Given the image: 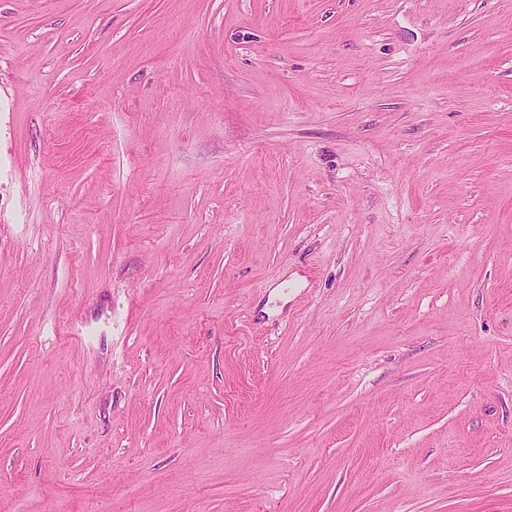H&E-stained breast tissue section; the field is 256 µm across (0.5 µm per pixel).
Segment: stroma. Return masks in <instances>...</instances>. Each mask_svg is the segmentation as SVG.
I'll return each mask as SVG.
<instances>
[{"label":"stroma","instance_id":"1","mask_svg":"<svg viewBox=\"0 0 512 512\" xmlns=\"http://www.w3.org/2000/svg\"><path fill=\"white\" fill-rule=\"evenodd\" d=\"M0 512H512V0H0Z\"/></svg>","mask_w":512,"mask_h":512}]
</instances>
